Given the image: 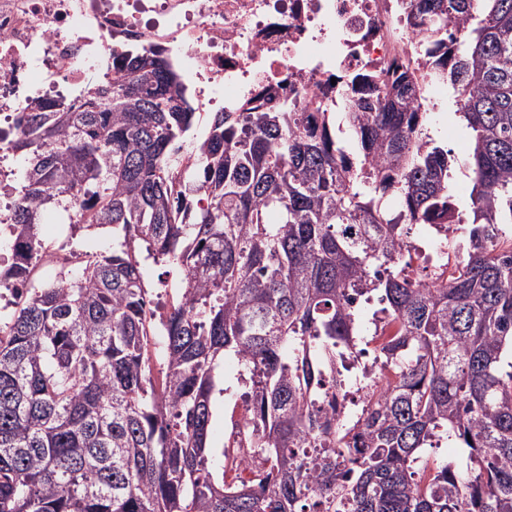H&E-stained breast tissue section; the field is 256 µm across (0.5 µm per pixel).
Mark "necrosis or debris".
Masks as SVG:
<instances>
[{"mask_svg":"<svg viewBox=\"0 0 512 512\" xmlns=\"http://www.w3.org/2000/svg\"><path fill=\"white\" fill-rule=\"evenodd\" d=\"M409 0H0V130L37 101L70 99L117 72L133 43L163 52L199 111L282 97L337 100L339 78L394 64L420 71Z\"/></svg>","mask_w":512,"mask_h":512,"instance_id":"1","label":"necrosis or debris"}]
</instances>
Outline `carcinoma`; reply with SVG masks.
I'll return each mask as SVG.
<instances>
[{"instance_id": "carcinoma-1", "label": "carcinoma", "mask_w": 512, "mask_h": 512, "mask_svg": "<svg viewBox=\"0 0 512 512\" xmlns=\"http://www.w3.org/2000/svg\"><path fill=\"white\" fill-rule=\"evenodd\" d=\"M414 2L426 76L471 130L465 209L412 73L373 76L378 92L341 114L319 98L212 112L185 155L189 88L162 52L128 45L91 106L16 115L0 512H512V0ZM56 206L119 247L31 288ZM417 225L438 233L426 275ZM143 254L181 271L160 315ZM364 305L370 379L350 361ZM228 352L250 391L217 474ZM441 442L469 449L466 470H416Z\"/></svg>"}]
</instances>
